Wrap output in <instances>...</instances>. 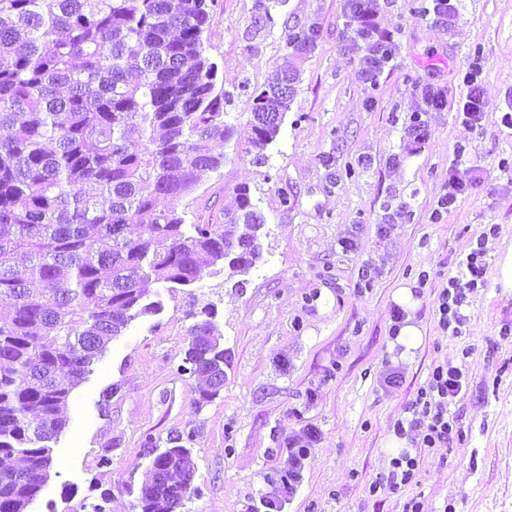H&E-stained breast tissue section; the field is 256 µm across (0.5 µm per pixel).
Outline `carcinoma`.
I'll list each match as a JSON object with an SVG mask.
<instances>
[{"mask_svg": "<svg viewBox=\"0 0 512 512\" xmlns=\"http://www.w3.org/2000/svg\"><path fill=\"white\" fill-rule=\"evenodd\" d=\"M215 0H0V512H29L47 481L49 443L69 396L107 344L156 313L142 282L188 286L207 267L246 275L264 217L249 190L222 224L185 223L175 202L235 156L266 160L281 123H257L263 93L286 114L276 83L313 52L301 27L267 81L247 94L241 126L224 112L218 65L204 47ZM169 201L158 207L159 198ZM183 362L204 404L223 385L228 352L213 309L191 311ZM157 448L139 512H181L196 464L179 435Z\"/></svg>", "mask_w": 512, "mask_h": 512, "instance_id": "1", "label": "carcinoma"}]
</instances>
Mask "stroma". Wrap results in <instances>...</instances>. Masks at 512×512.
<instances>
[{
  "label": "stroma",
  "mask_w": 512,
  "mask_h": 512,
  "mask_svg": "<svg viewBox=\"0 0 512 512\" xmlns=\"http://www.w3.org/2000/svg\"><path fill=\"white\" fill-rule=\"evenodd\" d=\"M218 0L205 32L219 79L234 98L226 110L246 122L241 85L264 84L295 28L316 24V50L297 62L290 108L264 164L237 159L229 143L221 169L201 174L177 202L190 224H219L244 185L266 219L261 259L245 281L224 274L163 291L160 314L134 319L113 338L76 387L66 426L52 448L50 476L34 512H91L110 490L106 512H135V491L151 465L154 437H188L196 462L183 512H249L256 492L277 480L283 442L313 424L321 439L283 512H512V292L496 261L512 246V0H452L448 25L434 23L432 0H373L375 21L393 39L377 85L360 77L365 54L350 37L347 0ZM480 63L482 131L465 122L460 86ZM443 87L448 103L428 115V140L411 150L407 129L420 88ZM483 167L482 186L459 197L440 221L431 214L448 183L457 145ZM352 165V178L342 177ZM391 225L380 236L382 225ZM489 233L487 285L468 293L464 335L438 325V295L455 262ZM352 240L343 249V240ZM373 269L365 289L357 282ZM418 295L406 312L422 333L400 345L390 328L394 294ZM213 305L215 333L229 352L224 388L197 405L180 350L191 309ZM462 367L465 387L452 409L461 431L446 450L422 452L416 482L370 494L390 469L405 416L434 365ZM399 368L398 387L385 386ZM120 385L109 407L103 392ZM112 463L99 464L102 454Z\"/></svg>",
  "instance_id": "obj_1"
}]
</instances>
